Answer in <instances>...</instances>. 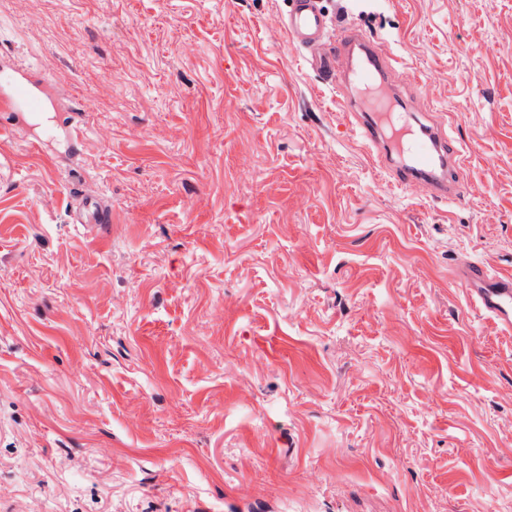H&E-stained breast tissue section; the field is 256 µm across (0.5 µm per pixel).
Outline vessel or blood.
Wrapping results in <instances>:
<instances>
[{"instance_id": "vessel-or-blood-1", "label": "vessel or blood", "mask_w": 512, "mask_h": 512, "mask_svg": "<svg viewBox=\"0 0 512 512\" xmlns=\"http://www.w3.org/2000/svg\"><path fill=\"white\" fill-rule=\"evenodd\" d=\"M327 28L317 0H292L285 30L292 44L303 47L305 62L312 70L335 75L337 56L358 38L355 30L339 27L335 41L322 47L321 38ZM395 67L394 58H366L352 70V79L363 90H372L380 81V73ZM11 99L30 111H38L41 101L28 80L15 81ZM343 107L350 124L361 142L372 152L379 153L385 141L396 140L405 155L406 164L390 170V177L399 183L417 173L429 174L428 185L432 194L456 197L461 190V151L448 137L444 125L433 121L414 122L408 112L398 111L391 102H382L371 112L362 105L344 99ZM107 220V209L97 198L82 199L74 211V223L101 224ZM457 278L466 288L474 307L495 320L503 329L512 330V275L495 271L487 266L468 263L459 267Z\"/></svg>"}]
</instances>
